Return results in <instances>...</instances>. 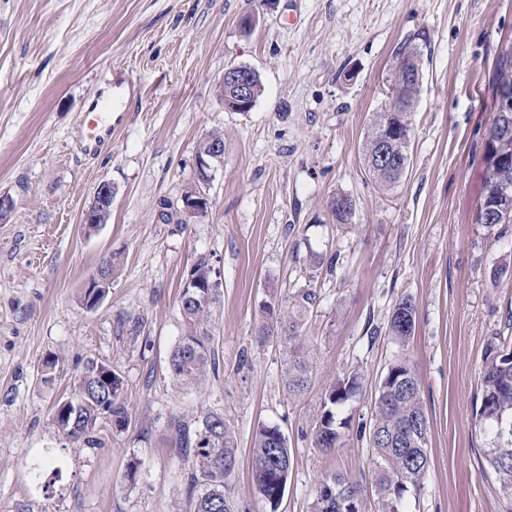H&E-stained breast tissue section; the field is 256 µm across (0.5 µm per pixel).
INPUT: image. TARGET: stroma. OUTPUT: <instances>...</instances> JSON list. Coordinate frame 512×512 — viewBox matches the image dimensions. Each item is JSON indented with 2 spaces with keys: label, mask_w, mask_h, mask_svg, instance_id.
Instances as JSON below:
<instances>
[{
  "label": "stroma",
  "mask_w": 512,
  "mask_h": 512,
  "mask_svg": "<svg viewBox=\"0 0 512 512\" xmlns=\"http://www.w3.org/2000/svg\"><path fill=\"white\" fill-rule=\"evenodd\" d=\"M249 13L259 22L246 32ZM414 36L428 57L411 163L383 189L362 143L390 99L393 52ZM510 39L512 0H0V197L14 203L0 220V512H190L170 425L212 411L235 435L225 489L235 512H267L252 488L262 423L280 427L293 458L279 512H308L325 473L370 485L356 429L403 353L431 428L411 512H503L472 410L488 341L512 314V276L488 277L512 234L494 241L475 222L496 46ZM229 65L260 77L251 111H228L217 96ZM116 72L136 90L90 155L83 114L107 100ZM214 129L224 161L203 187L207 214L188 218L181 195ZM103 180L116 189L112 211L90 233L83 215ZM337 193L355 203L351 226L331 217ZM112 253L109 294L87 310L82 289ZM315 253L337 255L335 268L312 267ZM202 256L223 282L211 342L219 370L185 387L169 356L183 330L181 285ZM306 285L323 300L303 326L312 385L294 399L280 348L258 345L256 332L268 288ZM404 297L417 316L401 346L388 324ZM90 359L119 376L130 413L125 428L100 425L93 446L53 421ZM354 370L363 387L343 409L350 427L323 453L312 438L323 390Z\"/></svg>",
  "instance_id": "stroma-1"
}]
</instances>
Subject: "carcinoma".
Segmentation results:
<instances>
[{
    "mask_svg": "<svg viewBox=\"0 0 512 512\" xmlns=\"http://www.w3.org/2000/svg\"><path fill=\"white\" fill-rule=\"evenodd\" d=\"M418 44L409 39L394 53L395 67L404 59L420 58ZM512 88V40L497 45L494 89ZM416 90L408 88L404 100L394 103V111L377 112L362 146V160L369 175L382 187L401 181L410 166L412 122ZM495 117L489 135L497 155L493 161L483 156L486 172L481 210L492 207L495 223L486 225L488 235L498 240L507 230L496 227L512 224V104L494 107ZM393 124L398 139L392 149L400 155L401 169L387 170L378 163L379 140L385 127ZM343 194L329 202L331 216L342 226L352 224L353 216L344 213ZM213 280L209 259L201 256L188 272L180 295L184 332L169 358L170 374L179 385L202 383L218 361L210 347L213 310L220 289L201 288ZM321 293L316 288H296L283 296L267 289L262 305L263 322L256 341L260 345L276 342L285 358L284 380L288 393L298 395L311 380L312 354L302 334L303 317L319 306ZM416 324V306L409 298L395 305L390 320L391 335L403 342ZM120 381L111 367L87 361L76 376L74 392L66 411H56L53 420L68 439L90 444L99 425L107 420L128 421V407L120 398ZM362 387V377L352 372L329 384L321 399V412L313 429L315 446L331 451L340 446L348 420L340 417L346 402ZM512 421V336L497 333L488 342L480 369V403L475 408V429L482 439L484 469L494 476L504 512H512V434L498 436L499 419ZM175 441L183 461L192 469L188 493L193 512H233L224 493L227 479L235 469V440L224 415L211 412L189 423H173ZM429 419L425 410L421 380L405 354L398 356L378 382L369 421L361 422L359 436L366 438L376 470L375 495L378 512H407L406 496L418 490L429 467ZM253 489L259 498L277 512L281 504L291 453L286 437L275 425L261 424L253 439ZM309 512H368L367 499L360 483L351 476L331 472L322 476L314 489Z\"/></svg>",
    "mask_w": 512,
    "mask_h": 512,
    "instance_id": "obj_1",
    "label": "carcinoma"
}]
</instances>
